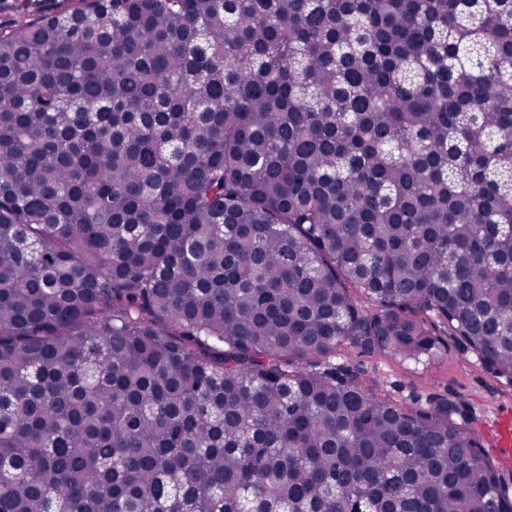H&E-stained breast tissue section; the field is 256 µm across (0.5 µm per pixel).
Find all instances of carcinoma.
I'll return each mask as SVG.
<instances>
[{"label": "carcinoma", "instance_id": "1", "mask_svg": "<svg viewBox=\"0 0 512 512\" xmlns=\"http://www.w3.org/2000/svg\"><path fill=\"white\" fill-rule=\"evenodd\" d=\"M0 26V512H512V0H63ZM445 341L447 346L430 361L416 363L354 346L339 352L336 364L344 362L359 370L399 403H424L430 396L440 395L469 404L473 411L471 427L484 449L497 463L500 448L507 463L511 457L512 422L508 410L497 411L502 407L512 409V384L486 372L472 354L453 340ZM492 421L496 448L492 444Z\"/></svg>", "mask_w": 512, "mask_h": 512}]
</instances>
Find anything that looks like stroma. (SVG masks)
<instances>
[{
  "label": "stroma",
  "mask_w": 512,
  "mask_h": 512,
  "mask_svg": "<svg viewBox=\"0 0 512 512\" xmlns=\"http://www.w3.org/2000/svg\"><path fill=\"white\" fill-rule=\"evenodd\" d=\"M336 360L359 370L388 397L404 404L422 403L433 395L469 404L472 429L490 457H497L491 424L498 409L512 408V384L486 372L456 342H448L433 360L419 363L358 346L342 350Z\"/></svg>",
  "instance_id": "35a3bbf8"
}]
</instances>
